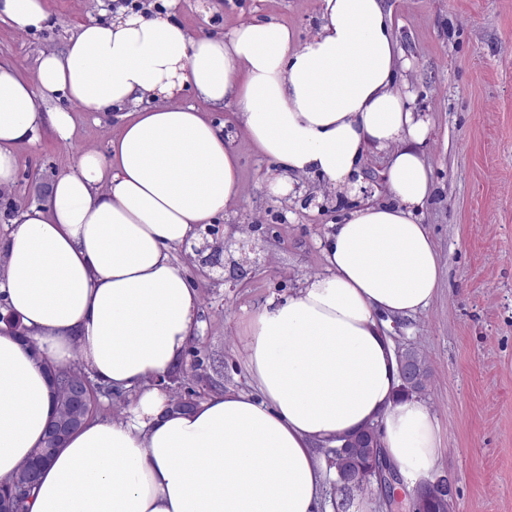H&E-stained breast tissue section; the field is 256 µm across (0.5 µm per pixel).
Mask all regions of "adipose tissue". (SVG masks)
<instances>
[{"mask_svg":"<svg viewBox=\"0 0 512 512\" xmlns=\"http://www.w3.org/2000/svg\"><path fill=\"white\" fill-rule=\"evenodd\" d=\"M176 2L130 0L80 25L63 50L41 52L31 76L0 62V188L17 177V145L47 125L70 134L68 104L129 112L109 153L78 155L0 246V298L23 329L0 323V483L44 445L48 366L76 359L132 400L71 436L29 512H321L320 446L379 420L388 458L421 480L438 426L420 398H397L388 331L431 304L440 260L422 222L430 121L396 82L407 62L391 10L319 0L318 28L300 44L276 21L192 35ZM49 18L48 0H0V21L25 33ZM188 91L234 107L276 166L274 194L316 177L360 202L325 239L326 273L247 317L254 393L230 389L179 410L161 381L196 334L199 292L172 254L241 189L229 134L181 104ZM373 149L387 158V203L360 198Z\"/></svg>","mask_w":512,"mask_h":512,"instance_id":"obj_1","label":"adipose tissue"}]
</instances>
